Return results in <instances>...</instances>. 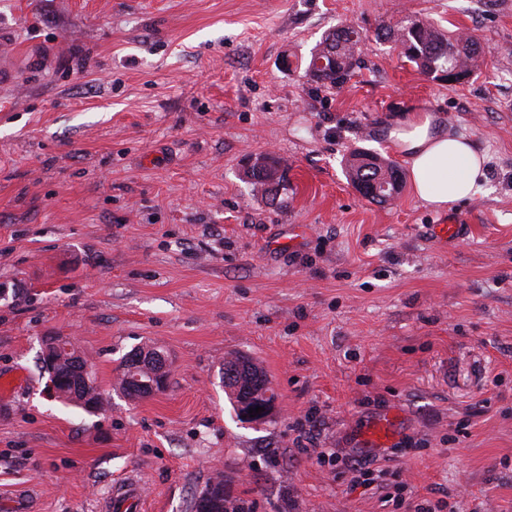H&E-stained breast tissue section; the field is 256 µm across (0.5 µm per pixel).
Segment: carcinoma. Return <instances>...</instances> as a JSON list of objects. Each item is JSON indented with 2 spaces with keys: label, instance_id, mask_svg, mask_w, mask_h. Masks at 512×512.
I'll list each match as a JSON object with an SVG mask.
<instances>
[{
  "label": "carcinoma",
  "instance_id": "1",
  "mask_svg": "<svg viewBox=\"0 0 512 512\" xmlns=\"http://www.w3.org/2000/svg\"><path fill=\"white\" fill-rule=\"evenodd\" d=\"M375 36L380 41L401 46L403 57L428 78H447L456 74L462 79L480 67L475 40L447 35L429 21L405 20L395 26L383 25ZM362 40L361 33L349 26H340L326 33L311 50V58L325 60L323 69L312 75L313 82L323 86L344 83L357 65L356 54ZM280 169L279 159L258 157L247 164L245 175L253 185L267 188L280 183ZM346 169L355 187H367L372 183L387 185L384 197L379 200L363 193V197L370 201L384 203L401 191L402 176L397 165L371 152H352L346 160ZM76 355L74 349L65 354H50L53 368L50 378L56 381L59 397L88 411L90 404L102 399L103 394L95 378L89 386L78 384ZM129 360L130 356H125L119 366V388L125 396L137 399L142 391L131 380ZM222 383L225 393L237 407L246 397L256 402L265 400L269 380L259 365L247 358L236 357L224 362ZM244 509V504L224 493V478L221 476L209 481L193 502V512H244Z\"/></svg>",
  "mask_w": 512,
  "mask_h": 512
}]
</instances>
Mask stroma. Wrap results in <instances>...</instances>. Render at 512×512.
<instances>
[{
  "mask_svg": "<svg viewBox=\"0 0 512 512\" xmlns=\"http://www.w3.org/2000/svg\"><path fill=\"white\" fill-rule=\"evenodd\" d=\"M411 17L473 37L477 73L375 39ZM339 24L360 62L320 86ZM0 32V512H107L130 475L143 512H191L216 470L251 512H512V0H0ZM420 104L487 159L445 246L412 186L376 203L345 172L399 162L385 122ZM259 154L277 194L245 175ZM45 336L103 410L50 396ZM146 346L168 388L130 400L117 368ZM233 357L265 370L268 419L237 417ZM362 40L361 33L349 26H340L326 33L310 52L309 63L315 58L326 62L319 73L310 75L313 82L323 86L344 83L357 65L356 54ZM321 59L316 61L317 67L324 64ZM281 162L275 157H258L252 163L249 160L245 175L251 181L254 186L267 188L273 184H280L282 179V173H280ZM280 173V174H279Z\"/></svg>",
  "mask_w": 512,
  "mask_h": 512,
  "instance_id": "35a3bbf8",
  "label": "stroma"
}]
</instances>
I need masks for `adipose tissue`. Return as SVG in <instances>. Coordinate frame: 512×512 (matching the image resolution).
Returning <instances> with one entry per match:
<instances>
[{"instance_id":"ef3b65f1","label":"adipose tissue","mask_w":512,"mask_h":512,"mask_svg":"<svg viewBox=\"0 0 512 512\" xmlns=\"http://www.w3.org/2000/svg\"><path fill=\"white\" fill-rule=\"evenodd\" d=\"M388 141L409 167L416 195L444 211L471 198L485 179V157L462 135L449 134L426 106L388 118Z\"/></svg>"}]
</instances>
